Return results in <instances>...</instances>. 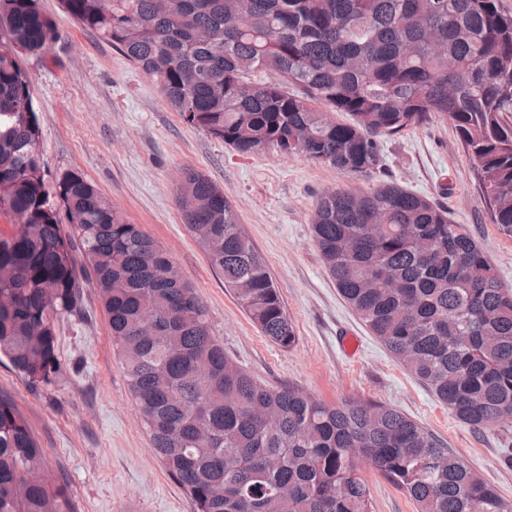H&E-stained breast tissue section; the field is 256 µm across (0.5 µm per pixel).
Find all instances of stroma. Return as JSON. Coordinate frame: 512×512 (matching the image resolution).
I'll use <instances>...</instances> for the list:
<instances>
[{
    "mask_svg": "<svg viewBox=\"0 0 512 512\" xmlns=\"http://www.w3.org/2000/svg\"><path fill=\"white\" fill-rule=\"evenodd\" d=\"M58 38L42 56H25L45 180L83 174L169 254L209 310L211 332L226 354L270 386L294 385L328 402L376 400L426 427L512 502V422L475 430L458 421L371 334L327 275L310 233L318 197L347 187L389 182L446 208L496 266L512 290V238L492 223L450 121L380 139L373 178L349 174L270 147L242 154L186 125L161 90L119 50L81 29L61 0H40ZM224 191L264 256L297 341L284 349L249 320L222 276L209 265L183 222L177 187L185 171ZM87 318L59 315L58 348L69 373L58 385L33 388L0 359V391L12 396L47 450L45 465L73 492L76 512H192L191 503L156 455L129 391L122 358L93 288ZM359 339L356 354L340 335ZM373 512H416L413 501L369 466Z\"/></svg>",
    "mask_w": 512,
    "mask_h": 512,
    "instance_id": "1",
    "label": "stroma"
}]
</instances>
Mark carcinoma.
Returning a JSON list of instances; mask_svg holds the SVG:
<instances>
[{"instance_id":"1","label":"carcinoma","mask_w":512,"mask_h":512,"mask_svg":"<svg viewBox=\"0 0 512 512\" xmlns=\"http://www.w3.org/2000/svg\"><path fill=\"white\" fill-rule=\"evenodd\" d=\"M183 121L241 153L268 146L370 176L378 138L452 122L492 223L512 238V15L498 0H62ZM0 355L29 385L68 368L55 319L96 289L155 452L193 512H372L360 464L416 512H512L420 423L255 380L211 334L168 253L83 175L49 191L20 54L57 38L38 0H0ZM343 112L350 117L338 122ZM183 221L270 341L296 333L224 191L196 172ZM311 234L339 294L461 423L512 422V291L448 211L393 183L321 195ZM0 391V512H75Z\"/></svg>"}]
</instances>
